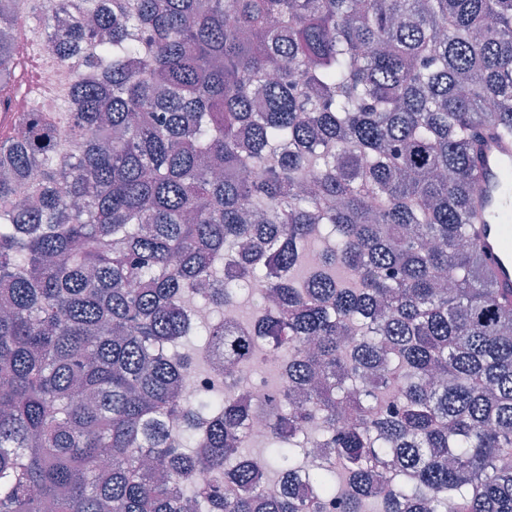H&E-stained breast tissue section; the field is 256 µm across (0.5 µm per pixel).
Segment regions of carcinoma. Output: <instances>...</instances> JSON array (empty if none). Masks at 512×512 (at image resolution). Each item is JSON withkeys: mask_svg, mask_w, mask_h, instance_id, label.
Masks as SVG:
<instances>
[{"mask_svg": "<svg viewBox=\"0 0 512 512\" xmlns=\"http://www.w3.org/2000/svg\"><path fill=\"white\" fill-rule=\"evenodd\" d=\"M23 2L0 113L19 39L77 63L66 122L0 126V512H512V301L468 208L512 0Z\"/></svg>", "mask_w": 512, "mask_h": 512, "instance_id": "obj_1", "label": "carcinoma"}]
</instances>
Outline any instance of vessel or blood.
<instances>
[{"label":"vessel or blood","mask_w":512,"mask_h":512,"mask_svg":"<svg viewBox=\"0 0 512 512\" xmlns=\"http://www.w3.org/2000/svg\"><path fill=\"white\" fill-rule=\"evenodd\" d=\"M481 183L470 201L473 228L492 283L499 295L512 299V226L503 215L512 216V139L490 137L479 146Z\"/></svg>","instance_id":"vessel-or-blood-1"}]
</instances>
